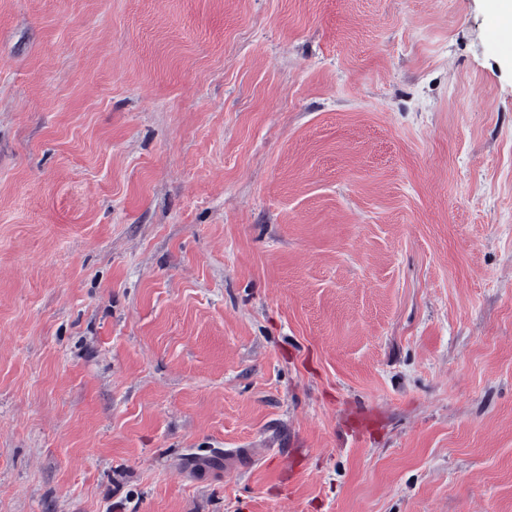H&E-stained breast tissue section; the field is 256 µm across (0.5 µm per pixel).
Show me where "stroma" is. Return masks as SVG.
<instances>
[{"instance_id": "1", "label": "stroma", "mask_w": 512, "mask_h": 512, "mask_svg": "<svg viewBox=\"0 0 512 512\" xmlns=\"http://www.w3.org/2000/svg\"><path fill=\"white\" fill-rule=\"evenodd\" d=\"M496 0H0V512H512Z\"/></svg>"}]
</instances>
